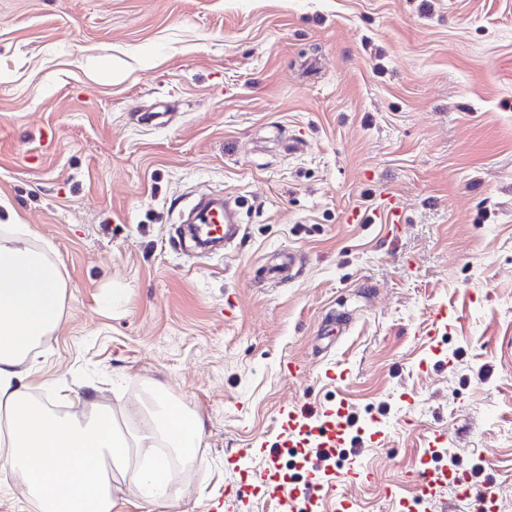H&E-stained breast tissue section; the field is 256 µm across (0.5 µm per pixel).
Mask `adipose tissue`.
I'll use <instances>...</instances> for the list:
<instances>
[{"instance_id": "ef3b65f1", "label": "adipose tissue", "mask_w": 512, "mask_h": 512, "mask_svg": "<svg viewBox=\"0 0 512 512\" xmlns=\"http://www.w3.org/2000/svg\"><path fill=\"white\" fill-rule=\"evenodd\" d=\"M25 224L0 235V454L23 474V492L45 512H112V479L125 476L132 455L166 449L184 464L195 459L202 427L197 419L158 405L153 426L128 437L114 416L82 420L78 390L59 396L73 406L57 415L31 400L39 343L59 324L64 284L45 250L35 248Z\"/></svg>"}]
</instances>
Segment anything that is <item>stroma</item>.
Returning a JSON list of instances; mask_svg holds the SVG:
<instances>
[{
    "label": "stroma",
    "mask_w": 512,
    "mask_h": 512,
    "mask_svg": "<svg viewBox=\"0 0 512 512\" xmlns=\"http://www.w3.org/2000/svg\"><path fill=\"white\" fill-rule=\"evenodd\" d=\"M214 195L239 229L204 253L179 229ZM0 224L65 283L38 397L202 424L168 502L125 480L112 512H226L307 401L355 420L352 512H400L424 456L512 512V0H0ZM380 209L384 224H391L392 232L396 230L398 225L403 224V206L397 196L386 194Z\"/></svg>",
    "instance_id": "1"
}]
</instances>
